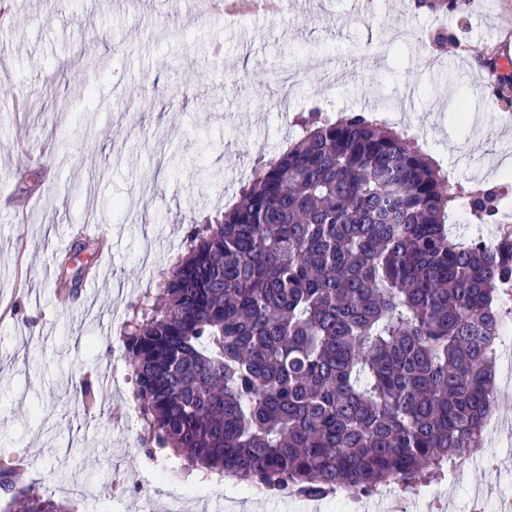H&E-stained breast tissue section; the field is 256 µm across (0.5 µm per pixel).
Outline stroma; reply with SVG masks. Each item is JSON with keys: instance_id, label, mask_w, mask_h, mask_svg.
Segmentation results:
<instances>
[{"instance_id": "stroma-1", "label": "stroma", "mask_w": 512, "mask_h": 512, "mask_svg": "<svg viewBox=\"0 0 512 512\" xmlns=\"http://www.w3.org/2000/svg\"><path fill=\"white\" fill-rule=\"evenodd\" d=\"M310 0L306 12L231 21L186 0H15L0 32V458L24 461L16 484L70 512H336L280 494L251 497L234 479L200 487L138 443L135 380L118 332L131 303L158 288L192 225L222 215L318 108L373 112L414 137L464 188L497 186L512 223V94L486 100L457 61L512 56V0H477L438 17L406 0ZM458 41L442 52L438 35ZM364 56L345 81L327 64ZM26 110L14 111L15 100ZM466 100L474 124L459 122ZM112 237L81 253L102 270L98 301L61 305L58 256L78 225ZM98 396L84 409L75 384ZM494 469L472 462L450 494L468 512L512 498V428L494 435Z\"/></svg>"}]
</instances>
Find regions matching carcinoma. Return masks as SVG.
Instances as JSON below:
<instances>
[{"label": "carcinoma", "mask_w": 512, "mask_h": 512, "mask_svg": "<svg viewBox=\"0 0 512 512\" xmlns=\"http://www.w3.org/2000/svg\"><path fill=\"white\" fill-rule=\"evenodd\" d=\"M241 200L191 228L161 300L122 328L146 455L323 499L444 480L483 447L495 344L512 321V226L497 187L449 184L412 137L314 109ZM19 512H65L32 487Z\"/></svg>", "instance_id": "cac0c4a2"}]
</instances>
